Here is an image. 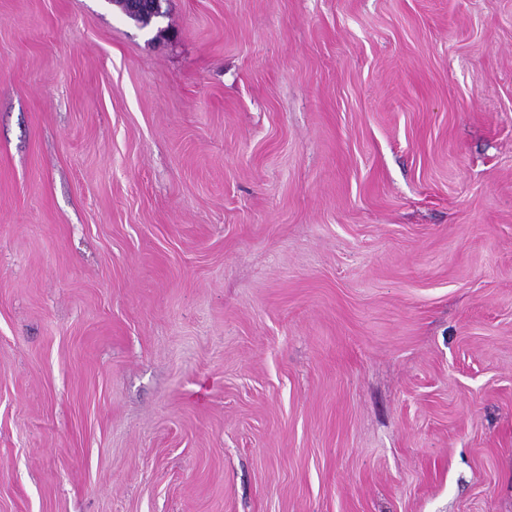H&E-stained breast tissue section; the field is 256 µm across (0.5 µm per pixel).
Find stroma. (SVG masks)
Instances as JSON below:
<instances>
[{
  "mask_svg": "<svg viewBox=\"0 0 512 512\" xmlns=\"http://www.w3.org/2000/svg\"><path fill=\"white\" fill-rule=\"evenodd\" d=\"M0 0V512H512V0Z\"/></svg>",
  "mask_w": 512,
  "mask_h": 512,
  "instance_id": "1",
  "label": "stroma"
}]
</instances>
